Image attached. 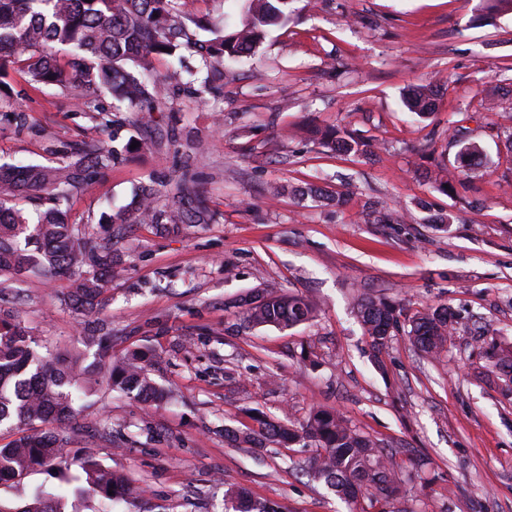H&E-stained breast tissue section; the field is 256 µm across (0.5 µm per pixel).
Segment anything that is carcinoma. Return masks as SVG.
<instances>
[{"instance_id": "1", "label": "carcinoma", "mask_w": 512, "mask_h": 512, "mask_svg": "<svg viewBox=\"0 0 512 512\" xmlns=\"http://www.w3.org/2000/svg\"><path fill=\"white\" fill-rule=\"evenodd\" d=\"M293 0H245L240 23L219 28L195 16L190 0H0V52L23 58L30 81L61 85L75 97L88 100L100 93L112 97L115 112H152L157 108L161 81L152 70V58L170 49L173 57L183 49L199 48L210 66L249 55L267 31L288 21ZM215 34L206 45L198 43L188 24ZM66 47L69 59L61 67L52 53ZM408 111L425 117L436 109L427 86L413 88L404 98ZM322 143L337 154H368L371 145L356 134L336 129L322 133ZM482 148L468 143L457 153L458 171L467 176L482 167ZM121 158V152L99 151L56 166L0 164V275H21L33 269L49 274L73 275L70 300L93 304L106 290L115 264L112 237L95 241L67 218L70 199L81 192L97 169ZM47 193V207L36 218L27 217L17 198ZM154 182L141 184L131 209L140 224H205L208 210L188 199L168 212L154 207ZM317 302L302 295L257 292L244 301L245 320L255 326L290 328L312 321ZM359 318L374 350L383 349L391 336L406 329L413 346L432 356L444 350L458 320L448 308L427 309L401 321V310L381 298L361 301ZM146 353L133 351L112 360L104 358L81 370L88 378L105 375L112 389L143 402L160 405L167 392L147 373ZM493 369L512 378V347L493 355ZM40 354L28 329L12 311L0 310V429H20L36 421H63L74 412L73 370ZM256 429L228 430L236 443L264 440L290 447L311 441L320 448L315 469L324 484L344 500L352 512L360 501L377 512H390L401 488L399 465L380 443L352 427L333 408H316L302 423L273 422L254 414ZM66 440L57 432L22 433L0 446V482L31 471L52 469L64 457ZM80 474L63 478L58 493L33 491L20 505L0 499V512H64L68 486L81 479L98 486L109 501L133 500L128 479L116 474L87 452L79 459ZM235 512H279L245 490L232 491Z\"/></svg>"}]
</instances>
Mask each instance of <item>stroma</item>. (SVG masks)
I'll use <instances>...</instances> for the list:
<instances>
[{
    "instance_id": "1",
    "label": "stroma",
    "mask_w": 512,
    "mask_h": 512,
    "mask_svg": "<svg viewBox=\"0 0 512 512\" xmlns=\"http://www.w3.org/2000/svg\"><path fill=\"white\" fill-rule=\"evenodd\" d=\"M0 164L53 165L73 148L132 143L69 203L70 223L112 237L124 271L101 304L73 306L70 275L28 272L0 292L42 352L90 364L151 352L169 394L148 407L107 382L83 386L67 425V463L93 450L133 489V512H233L242 487L280 512H349L314 475V445H232L225 429L341 410L401 466L395 512H512V382L490 356L512 345V134L485 101L512 85V13L487 0H293L244 63L205 86L201 54L152 61L166 98L124 112L84 104L57 85L34 86L22 62L0 60ZM437 94L435 112L402 95ZM338 127L374 141L368 157L325 152L309 130ZM463 132L489 159L440 191L448 140ZM154 181L156 206L200 197L207 224H101ZM312 184L345 198L271 199L274 185ZM399 209L402 224H380ZM448 224H440V217ZM261 289L318 300L317 317L289 329L244 322ZM398 302L404 317L448 307L459 328L439 356L397 333L374 352L357 319L361 299ZM404 104L409 112L420 117H426L436 109V100L427 86L413 88L404 98Z\"/></svg>"
}]
</instances>
